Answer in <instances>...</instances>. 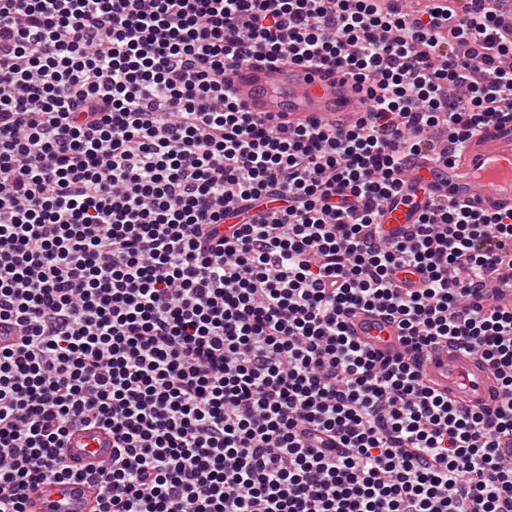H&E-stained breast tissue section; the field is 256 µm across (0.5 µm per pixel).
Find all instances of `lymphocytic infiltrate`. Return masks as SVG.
I'll use <instances>...</instances> for the list:
<instances>
[{
	"label": "lymphocytic infiltrate",
	"mask_w": 512,
	"mask_h": 512,
	"mask_svg": "<svg viewBox=\"0 0 512 512\" xmlns=\"http://www.w3.org/2000/svg\"><path fill=\"white\" fill-rule=\"evenodd\" d=\"M506 11L0 0V512L78 480L60 450L84 425L112 433L96 512H512V208L439 202L399 241L375 223L408 157L454 162L512 118ZM257 53L372 108L244 111L224 73ZM357 309L401 352L363 347ZM445 344L510 400L427 386ZM352 333L368 347L383 353L401 349L397 327L383 316L357 309L349 318Z\"/></svg>",
	"instance_id": "obj_1"
}]
</instances>
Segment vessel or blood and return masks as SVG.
I'll list each match as a JSON object with an SVG mask.
<instances>
[{
    "label": "vessel or blood",
    "mask_w": 512,
    "mask_h": 512,
    "mask_svg": "<svg viewBox=\"0 0 512 512\" xmlns=\"http://www.w3.org/2000/svg\"><path fill=\"white\" fill-rule=\"evenodd\" d=\"M224 83L248 112L273 114L290 122L313 121L346 127L368 111L370 100L351 78L325 69L265 60L240 65L224 75ZM400 178L402 191L384 201L377 222L385 238L407 236L416 215L437 201L458 200L477 207L512 206V120L482 129L466 142L459 161L438 166L420 156L410 158ZM352 333L383 353L399 351L397 327L383 316L355 310ZM420 372L433 390L448 395L465 410L503 402L505 394L493 370L454 345L423 356ZM72 469L85 471L112 460V435L89 426L71 431L63 450ZM99 495L85 483H50L28 490V512H91Z\"/></svg>",
    "instance_id": "b4317fda"
}]
</instances>
